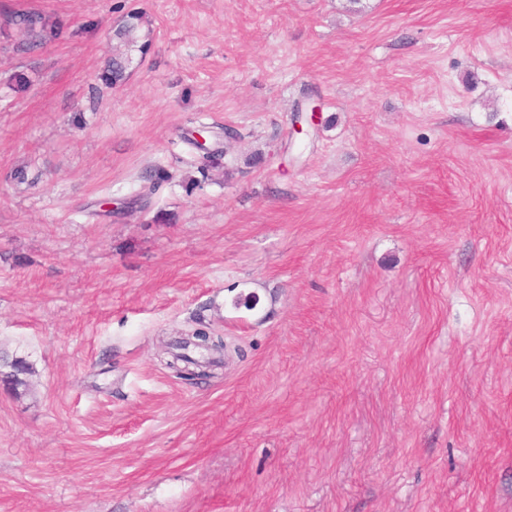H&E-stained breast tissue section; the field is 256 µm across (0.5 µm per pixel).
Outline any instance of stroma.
<instances>
[{
    "instance_id": "1",
    "label": "stroma",
    "mask_w": 512,
    "mask_h": 512,
    "mask_svg": "<svg viewBox=\"0 0 512 512\" xmlns=\"http://www.w3.org/2000/svg\"><path fill=\"white\" fill-rule=\"evenodd\" d=\"M0 512H512V0H0Z\"/></svg>"
}]
</instances>
